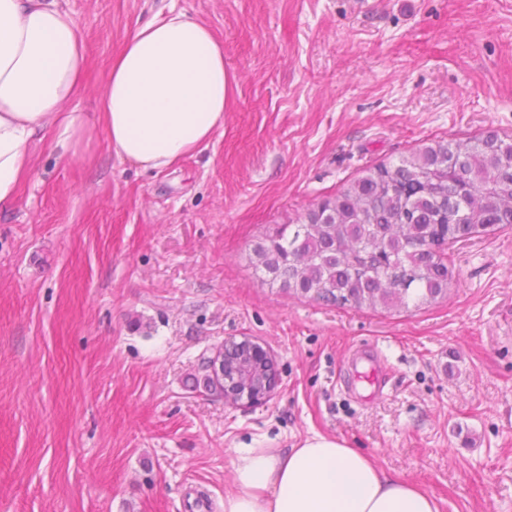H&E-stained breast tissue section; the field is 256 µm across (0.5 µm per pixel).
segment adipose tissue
I'll list each match as a JSON object with an SVG mask.
<instances>
[{"instance_id":"ef3b65f1","label":"adipose tissue","mask_w":512,"mask_h":512,"mask_svg":"<svg viewBox=\"0 0 512 512\" xmlns=\"http://www.w3.org/2000/svg\"><path fill=\"white\" fill-rule=\"evenodd\" d=\"M87 71L66 0H0V211L32 179L36 141L51 138L58 159L70 162L96 125L117 157L161 172L209 146L236 88L222 42L173 9L125 40L91 118L75 105ZM233 466L224 512H438L429 493L320 433L285 451L243 449Z\"/></svg>"}]
</instances>
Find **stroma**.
Returning <instances> with one entry per match:
<instances>
[{"instance_id":"obj_1","label":"stroma","mask_w":512,"mask_h":512,"mask_svg":"<svg viewBox=\"0 0 512 512\" xmlns=\"http://www.w3.org/2000/svg\"><path fill=\"white\" fill-rule=\"evenodd\" d=\"M98 108L114 53L158 10L205 22L237 88L209 146L161 172L103 132L35 149L0 213V512H220L238 449L344 439L440 512H512V224L450 245L419 308L316 302L247 257L272 228L440 138L512 136V0H68ZM250 340L278 384L193 385ZM382 358L350 369L355 351ZM248 344L244 342L236 345V342H230L227 348L225 345V350L221 348L213 357L203 358L197 377L198 384L210 391H221L225 397L236 403L243 400H246V403H256L265 399L274 388L276 370L273 361L262 348L250 345L255 376L252 380L248 379L242 386L231 388L228 383H225L224 391V376L209 371L210 363L219 359L222 361L223 368L227 366L230 372L248 363L250 361Z\"/></svg>"}]
</instances>
